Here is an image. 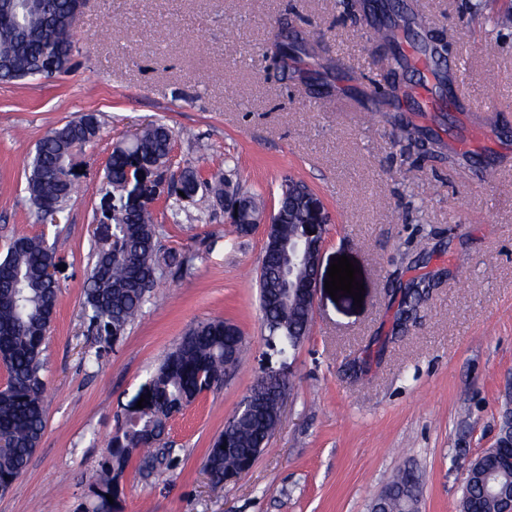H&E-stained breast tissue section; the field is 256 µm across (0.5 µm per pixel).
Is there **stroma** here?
<instances>
[{"label":"stroma","mask_w":512,"mask_h":512,"mask_svg":"<svg viewBox=\"0 0 512 512\" xmlns=\"http://www.w3.org/2000/svg\"><path fill=\"white\" fill-rule=\"evenodd\" d=\"M368 0H87L70 69L0 81V257L21 235L43 237L60 287L43 352L46 427L0 512H81L115 421L137 404L193 325L236 324L246 353L219 389L169 422V464L135 453L121 512H370L405 469L420 512H458L466 471L496 439L512 397V0H395L446 44V78L464 105L422 111L415 71L383 77L363 10ZM286 38L308 50L282 62ZM493 102L482 136L474 108ZM95 114L78 154L76 192L52 216L29 200L26 176L51 129ZM164 123L174 133L166 177L221 173L277 207L299 179L322 201L318 271L349 257L362 304L318 289L313 325L294 350L269 335L257 273L263 229L235 233L216 199L170 197L152 209L164 269L139 318L116 343L82 308L96 229L112 206L104 169L116 143ZM415 140L395 143L397 124ZM494 180H487V173ZM423 286L416 317L396 315ZM286 379L279 424L254 466L214 487L207 449L256 381Z\"/></svg>","instance_id":"obj_1"}]
</instances>
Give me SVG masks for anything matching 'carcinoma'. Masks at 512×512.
<instances>
[{
  "label": "carcinoma",
  "mask_w": 512,
  "mask_h": 512,
  "mask_svg": "<svg viewBox=\"0 0 512 512\" xmlns=\"http://www.w3.org/2000/svg\"><path fill=\"white\" fill-rule=\"evenodd\" d=\"M43 20L28 30L25 40L14 42L0 37V61L13 58L25 65L26 73L12 75L0 68V80L21 81L37 77L55 63L58 73L70 68L73 27L69 16L75 0H42ZM376 43L384 52L379 56L385 76L396 79L409 67L391 28L374 27ZM99 131L97 118L90 114L71 120L48 132L37 144L29 165L27 191L33 205L43 214L57 213L71 197L75 185L67 178L74 151L94 139ZM172 130L164 124L146 127L129 143H119L105 169L112 186V221L95 249L94 263L86 281L84 312L97 333L121 336L134 321L154 286L161 264L172 256L158 254L153 211L144 205L129 210L122 200L129 169L135 164L164 166L169 162ZM226 178L205 179L198 170L186 168L173 184V193L194 197L204 189L216 197L224 196ZM299 183L288 179L281 185L279 207L288 212L289 221L276 228L275 237L264 251L258 273L260 306L271 336L288 340L297 347L307 335L313 312L307 296L296 292L283 301L280 288L281 248L288 237L303 232L306 214L295 196ZM53 254L40 237L22 235L9 245L0 258V363L7 372L5 389L0 392V491L6 492L26 468L45 429L43 401V345L54 318L58 286L49 275ZM423 291L409 289L398 321L417 313ZM244 342L241 330L224 320H208L190 327L177 346L167 354L151 380V397L144 408H133L118 419L108 440L97 481L88 489L84 512H119L121 481L134 451L144 447L151 458L165 457L162 437L172 416L191 404L204 390L224 383L227 368L237 364ZM269 412L239 414L231 431L234 448H250L270 427V414L277 403L269 399ZM219 435L207 450L203 466L211 483L224 484V474L242 469L244 460L221 449ZM114 503H109L106 495ZM420 485L415 474L405 470L391 484L379 504L380 512H416ZM512 473L503 469L499 456H484L463 485L459 512H504L512 506Z\"/></svg>",
  "instance_id": "1"
}]
</instances>
